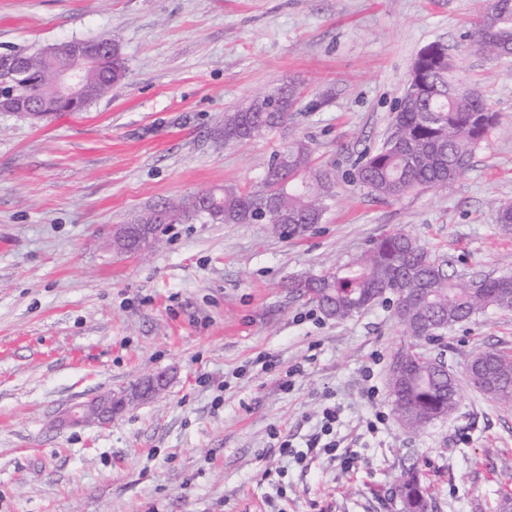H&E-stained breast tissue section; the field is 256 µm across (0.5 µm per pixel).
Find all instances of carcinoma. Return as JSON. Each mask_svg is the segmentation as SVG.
Masks as SVG:
<instances>
[{
	"instance_id": "obj_1",
	"label": "carcinoma",
	"mask_w": 512,
	"mask_h": 512,
	"mask_svg": "<svg viewBox=\"0 0 512 512\" xmlns=\"http://www.w3.org/2000/svg\"><path fill=\"white\" fill-rule=\"evenodd\" d=\"M477 49L490 58L512 50V0H488L471 34ZM74 41L25 55L22 66L15 54L0 53V110L29 113L48 121L72 107L86 108L106 96L122 80L126 69L117 45L110 38L92 45L94 53L84 64L82 92L77 101L56 91L55 74ZM456 69L448 57L428 66V88L422 94L405 92L392 117L391 132L382 147L365 157L356 180L382 199L398 198L420 188L448 190L467 171L475 149L496 125V114L467 89H450L449 74ZM263 110L253 101L224 113L217 132L232 145L260 139L288 121L301 94V84L291 80L288 94L276 86ZM312 147L294 140L275 153L258 188L241 191L226 187L211 193L216 204L202 212L196 202L166 204L171 221L203 216L215 224H243L268 215L275 224L281 215L293 217L291 228L302 230L321 221L332 197L330 174L312 165ZM276 193V212L267 210L269 192ZM327 317L345 320L368 309L387 295L411 306L396 308L406 335L405 376L389 378L392 406L400 410L404 428L416 432L451 415L461 398L455 375L434 363L423 344L439 341L443 333L490 310L512 311V274L484 278L451 276L446 263L402 228L372 241L359 257L343 266L311 274L292 283ZM479 377L473 386L512 410V353L479 351ZM403 512H432V498L419 474L407 470L399 485Z\"/></svg>"
}]
</instances>
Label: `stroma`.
Returning a JSON list of instances; mask_svg holds the SVG:
<instances>
[{
	"label": "stroma",
	"instance_id": "1",
	"mask_svg": "<svg viewBox=\"0 0 512 512\" xmlns=\"http://www.w3.org/2000/svg\"><path fill=\"white\" fill-rule=\"evenodd\" d=\"M486 0H0V51L112 37L111 92L50 121L0 112V512H402L416 469L433 512H495L512 490V410L466 381L475 352H512V311L431 345L461 377L449 418L403 430L388 387L408 336L393 299L344 321L289 283L405 228L450 270L512 272V58L468 39ZM441 42L498 114L448 191L380 200L353 175L386 137L413 60ZM304 92L263 139L217 140L225 112L289 79ZM311 142L333 178L321 223L166 225L146 256L114 227L168 200L260 183ZM163 372L157 401L108 425L66 408ZM337 447L307 449L325 406ZM293 454L280 455V437Z\"/></svg>",
	"mask_w": 512,
	"mask_h": 512
}]
</instances>
